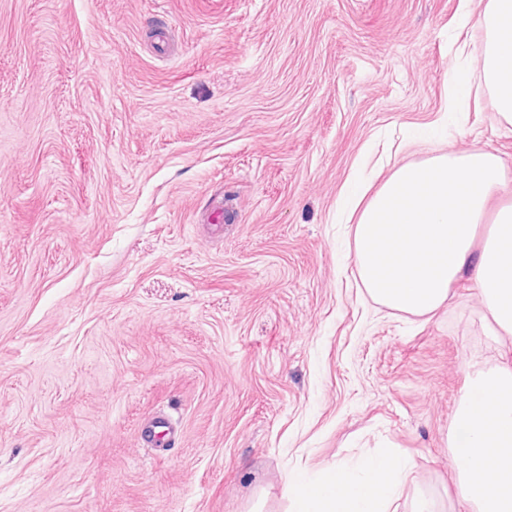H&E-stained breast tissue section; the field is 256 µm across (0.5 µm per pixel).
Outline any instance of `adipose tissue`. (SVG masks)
I'll return each instance as SVG.
<instances>
[{
  "label": "adipose tissue",
  "instance_id": "adipose-tissue-1",
  "mask_svg": "<svg viewBox=\"0 0 512 512\" xmlns=\"http://www.w3.org/2000/svg\"><path fill=\"white\" fill-rule=\"evenodd\" d=\"M458 26L482 30L481 81L499 128L512 133V0H460ZM336 221L353 223L361 284L390 309L432 314L471 271L497 359L473 363L457 403L456 498L468 512H512V170L481 147L410 161L381 184L348 186ZM410 469L387 448L353 471L295 474L283 493L290 512H396Z\"/></svg>",
  "mask_w": 512,
  "mask_h": 512
}]
</instances>
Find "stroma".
I'll return each mask as SVG.
<instances>
[{"label": "stroma", "mask_w": 512, "mask_h": 512, "mask_svg": "<svg viewBox=\"0 0 512 512\" xmlns=\"http://www.w3.org/2000/svg\"><path fill=\"white\" fill-rule=\"evenodd\" d=\"M459 5L0 0V512H289L292 470L388 447L452 490L481 298L375 303L336 205L366 163L512 164L475 54L400 147L483 37ZM466 81L463 70H456L448 77V103L438 119L441 126L448 125V112H456L465 91ZM143 440L152 448H163L174 438V429L164 415L149 419L142 429Z\"/></svg>", "instance_id": "35a3bbf8"}]
</instances>
